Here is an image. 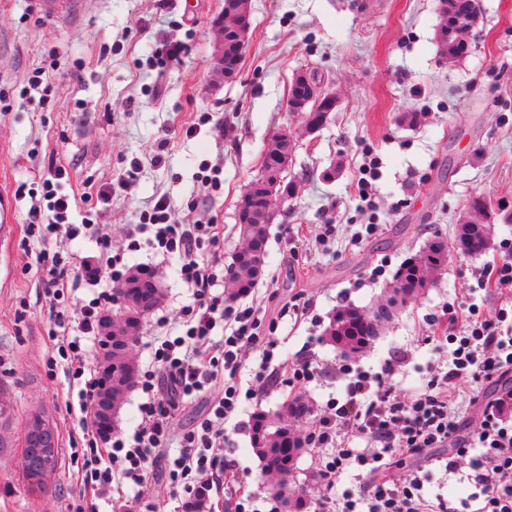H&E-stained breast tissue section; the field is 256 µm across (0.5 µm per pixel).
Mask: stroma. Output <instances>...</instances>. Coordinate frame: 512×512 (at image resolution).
<instances>
[{
	"label": "stroma",
	"mask_w": 512,
	"mask_h": 512,
	"mask_svg": "<svg viewBox=\"0 0 512 512\" xmlns=\"http://www.w3.org/2000/svg\"><path fill=\"white\" fill-rule=\"evenodd\" d=\"M480 25L468 53L451 58L439 40V0H251L249 42L238 74L224 79L211 68L212 23L224 0H0V191L16 202L10 234L0 236V512H70L78 467L70 455L84 442L79 413L68 411L69 378L50 366L49 300L40 264L43 250L72 257L81 278L75 300L115 290L98 268L92 237L51 241L28 235L29 211L42 200L50 162L64 166L65 194L84 182L112 184L101 204L113 253L127 270L145 265L164 288L161 303L143 321L131 355L140 369L152 364L157 338L181 332L192 291L179 278V260L126 250L128 228L162 196L181 222L201 219L224 227V260L245 247L237 205L257 175L273 135L291 126L299 141L291 173L296 196L279 208L270 227L265 274L240 304H256L278 318V356L311 359L321 375L294 387L278 386L243 401L224 424V460L233 476H218L211 512H234L248 489L258 512H326L317 477L322 449L304 448L283 495L251 447L258 412L275 413L291 396L315 413L344 397L343 363L373 373L393 365L392 394L406 400L424 389L430 370L447 369L449 345L427 342L433 320L448 308L492 313L512 301V283L478 286L489 262L512 253V224L494 228L493 246L479 255L450 251L445 270L385 323L362 350L343 354L326 339L341 308L382 301L394 272L431 236L454 241L457 220L478 194L512 210V0H481ZM181 45L179 56L166 54ZM53 73L49 98L31 90L35 70ZM315 74L338 106L324 127L308 133L300 113L287 108L288 88L300 71ZM408 112L423 113L412 127ZM194 134H187V127ZM380 160L371 203L358 196L365 156ZM140 165L130 188L115 187L131 162ZM219 187L204 189V176ZM336 230L320 242L325 225ZM376 234L351 245L365 225ZM386 273L372 278L378 265ZM305 303L302 318L282 307ZM512 386V372L481 385L464 381L454 408L460 432L480 426L484 401ZM478 402H470L471 393ZM50 421L58 442L56 468L41 490L25 475V432L33 415ZM443 449L386 467L402 481L421 475L423 492L452 506L479 493L468 478V458L445 471Z\"/></svg>",
	"instance_id": "1"
}]
</instances>
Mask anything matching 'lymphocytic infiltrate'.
Masks as SVG:
<instances>
[{
  "mask_svg": "<svg viewBox=\"0 0 512 512\" xmlns=\"http://www.w3.org/2000/svg\"><path fill=\"white\" fill-rule=\"evenodd\" d=\"M67 175L63 166L48 168L42 181L45 204L32 210L29 234L46 241L60 234L71 240L96 236L106 255L103 272L120 277L123 258L112 254L104 225L90 218L79 224L70 222L71 198L60 191V182ZM223 241L222 225L176 222L173 205L165 197L141 213L139 224L131 229L128 251L146 246L179 258V275L191 288L194 303L184 311L181 335L162 340L154 351L151 369L140 376L139 387L146 399L139 406L141 422L135 432L129 436L116 433L107 439L85 432L80 490L71 512H96L98 501L113 499L127 483L147 487L150 467L173 440L181 451L168 462L169 486L188 498L203 495L215 473L224 468V423L238 411L241 400L255 398L257 385L280 384L285 371L294 383L319 377L320 370L311 360L275 361L276 321H265L253 306L233 304L217 294V286L230 273L224 264ZM40 262L49 300V337L67 366L77 389L78 408L84 413L99 384L85 341L96 338L101 314L115 295L103 291L71 309L70 287L80 278L71 259L47 250ZM511 318L512 313L504 307L476 319L449 310L446 324L434 329L431 339L451 344V364L447 371H433L424 389L405 403L392 396L391 370L371 374L342 366L347 379L345 396L328 400V412L319 418L310 440L324 451L318 472L326 489H333L338 476L351 465L363 470L366 480L358 490L347 489L327 498L331 512H357L362 501L367 502L368 512H448L447 501L434 502L424 495L421 478L397 484L380 476L383 460H405L425 449L447 446L455 451L446 463L450 469L470 449L480 451L472 462L470 480L481 491L482 505L474 511L469 503H462V512H512V419L505 405L497 399L488 401L482 409L480 431L465 437L459 433L448 388L462 376L484 383L512 369V331L505 328ZM225 324L230 325V334L215 339V329ZM247 349L261 354L249 388L237 379L241 355ZM216 381L223 382L224 394L206 418L173 435L175 396L197 395ZM168 385L174 396H166ZM365 395L370 398L366 404L361 401ZM356 437L367 442V449L352 447Z\"/></svg>",
  "mask_w": 512,
  "mask_h": 512,
  "instance_id": "f902f5d3",
  "label": "lymphocytic infiltrate"
}]
</instances>
